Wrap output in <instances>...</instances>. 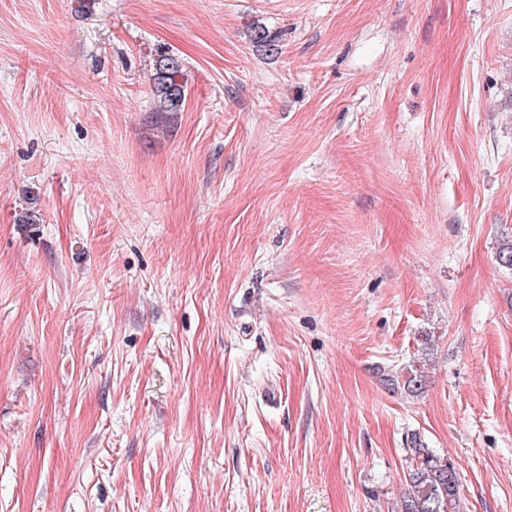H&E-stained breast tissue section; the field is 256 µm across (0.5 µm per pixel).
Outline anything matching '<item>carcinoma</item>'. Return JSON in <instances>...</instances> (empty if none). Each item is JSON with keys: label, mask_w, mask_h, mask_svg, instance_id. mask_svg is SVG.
<instances>
[{"label": "carcinoma", "mask_w": 512, "mask_h": 512, "mask_svg": "<svg viewBox=\"0 0 512 512\" xmlns=\"http://www.w3.org/2000/svg\"><path fill=\"white\" fill-rule=\"evenodd\" d=\"M154 80V111H180L186 97L181 60L174 54H159ZM390 382L392 389L417 396L426 386V375L423 368L412 364ZM410 444L412 465L405 476L407 490L398 512H460L461 484L454 464L417 436L411 438Z\"/></svg>", "instance_id": "obj_1"}]
</instances>
